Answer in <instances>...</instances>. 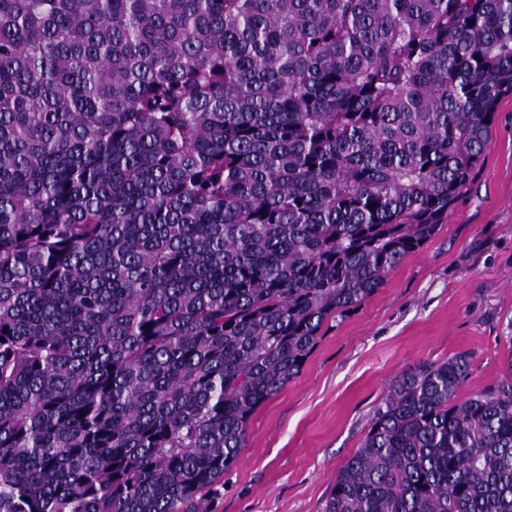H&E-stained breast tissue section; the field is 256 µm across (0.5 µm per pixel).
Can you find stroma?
<instances>
[{
    "instance_id": "1",
    "label": "stroma",
    "mask_w": 512,
    "mask_h": 512,
    "mask_svg": "<svg viewBox=\"0 0 512 512\" xmlns=\"http://www.w3.org/2000/svg\"><path fill=\"white\" fill-rule=\"evenodd\" d=\"M459 353L472 357L465 396L498 384L512 357V95L447 224L254 413L212 512H322L390 382Z\"/></svg>"
}]
</instances>
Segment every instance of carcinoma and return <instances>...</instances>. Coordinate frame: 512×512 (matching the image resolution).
<instances>
[{
    "label": "carcinoma",
    "mask_w": 512,
    "mask_h": 512,
    "mask_svg": "<svg viewBox=\"0 0 512 512\" xmlns=\"http://www.w3.org/2000/svg\"><path fill=\"white\" fill-rule=\"evenodd\" d=\"M508 94L512 0H0V512H210ZM469 365L392 380L323 512H512V353Z\"/></svg>",
    "instance_id": "1"
}]
</instances>
